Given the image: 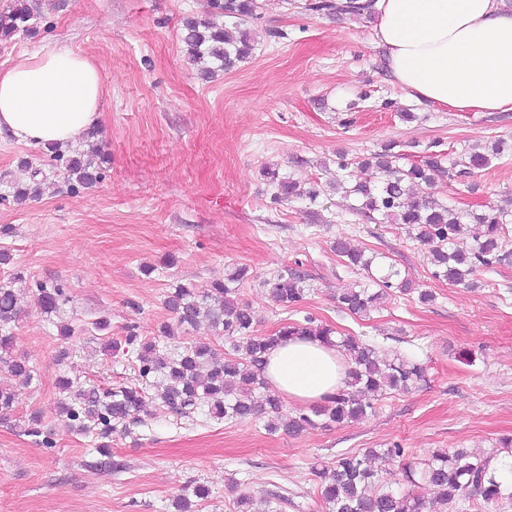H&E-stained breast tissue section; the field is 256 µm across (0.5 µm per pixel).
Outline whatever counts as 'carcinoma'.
I'll return each mask as SVG.
<instances>
[{
  "instance_id": "cac0c4a2",
  "label": "carcinoma",
  "mask_w": 512,
  "mask_h": 512,
  "mask_svg": "<svg viewBox=\"0 0 512 512\" xmlns=\"http://www.w3.org/2000/svg\"><path fill=\"white\" fill-rule=\"evenodd\" d=\"M258 0H207L206 16L190 17L183 23L181 40L189 60L205 62L200 70L203 79L228 71L248 59L254 49L253 31L249 21L260 19ZM308 9L333 16L342 11L334 0H311ZM33 10L28 0H13L8 13L0 18V41H9L19 33L34 31ZM501 145L493 143L482 151H467L450 163L459 174H470L486 168L491 159L501 154ZM371 170L369 177L356 175L338 184L344 198L350 200L349 210L366 216L376 224H402L410 237L428 247L433 275L452 285L471 288L479 272L496 269L507 257L503 238L512 225V208L489 206L482 212L459 210L436 200H419L411 189L418 183L431 185L443 177V154L431 153L419 162L399 164V156L386 150L372 161L359 163ZM67 180L91 188L102 178L95 161L75 155L66 160ZM263 176L273 188V202L306 197L314 202L319 190L312 186L301 189L291 177H284L266 167ZM336 254L348 265L372 272L375 258L364 257L362 250L340 238L334 243ZM380 276L372 290L354 284L336 294L338 305L352 315L368 317L381 309L386 296L397 290H413L412 281L392 266L378 265ZM250 279L249 269L238 267L224 280H218L205 292L177 285L167 294L165 306L174 323L161 326V335L150 340L127 332L124 351L135 355L137 382L113 387H85L62 376L57 388L62 394L58 413L70 429L91 434L99 440L101 464L119 472L121 464L112 459L109 439L121 433L128 435L145 425L141 412L149 399L148 390L155 389V399L164 409L190 417L205 415L217 420H261L266 431L283 430L296 436L316 427L344 426L361 420L374 409V402L388 391L405 392L424 374L422 364L404 355L389 358L379 354L377 346L352 336L333 338L334 330L316 323L311 315L286 323L275 333L254 334V315L248 305L237 298L239 286ZM273 301L285 308L299 306L310 293L307 279L295 268L284 267L262 282ZM37 306L46 313L58 312L68 301L65 288L59 283L36 284ZM18 316L17 292L0 287V363L11 375L28 385L34 379L29 362L13 354V324ZM205 322L229 343L228 352L219 355L206 343L173 345L175 329L196 327ZM310 336L336 347L349 363L345 388L311 413L284 414L277 392L264 380V354L287 336ZM19 389L0 383V414L7 415L18 401ZM25 434L38 445H52L41 429L38 419L24 428ZM405 449L399 445L381 451L342 453L330 465L314 466L318 481V503L321 512H427L426 501L414 488L432 489L443 504L460 505L474 496L500 509L512 506V485L502 477L495 460L497 453L476 455L464 449L453 452L436 450L418 464L402 469V482L393 490L380 485L372 460L379 457L399 458ZM290 498L273 492L256 500L242 494L236 500V512H281Z\"/></svg>"
}]
</instances>
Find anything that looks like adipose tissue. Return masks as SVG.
Here are the masks:
<instances>
[{"mask_svg":"<svg viewBox=\"0 0 512 512\" xmlns=\"http://www.w3.org/2000/svg\"><path fill=\"white\" fill-rule=\"evenodd\" d=\"M375 19L373 43L391 81L418 101L459 112L512 110V11L506 0H352ZM103 77L67 46L21 56L0 72V132L28 145L64 144L101 118ZM264 375L289 402L314 405L344 388L336 347L303 336L264 356Z\"/></svg>","mask_w":512,"mask_h":512,"instance_id":"ef3b65f1","label":"adipose tissue"}]
</instances>
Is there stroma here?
<instances>
[{
  "label": "stroma",
  "instance_id": "stroma-1",
  "mask_svg": "<svg viewBox=\"0 0 512 512\" xmlns=\"http://www.w3.org/2000/svg\"><path fill=\"white\" fill-rule=\"evenodd\" d=\"M309 0H261L252 55L210 80L189 63L181 41L184 18L203 15L205 0H33L34 31L0 41V69L46 46L65 45L89 56L103 75L104 117L76 149L97 151L102 178L71 188L48 148L0 135V285L22 272L15 351L35 378L0 421V512H172L173 501L196 484L211 494L198 512H235L234 501L259 499L275 488L292 500L283 512H317L313 465L345 452L400 445L407 459L437 449L498 452L512 437V238L495 272L462 288L434 279L426 246L404 226L375 224L349 214L332 185L338 157L357 161L393 145L407 161L431 151H462L500 143L485 169L436 184L417 197L465 209L512 198V111L455 112L410 99L393 84L373 44L369 18L325 16ZM279 38H271V31ZM416 113L413 121L401 120ZM316 184V204L271 200L264 167ZM38 178H31L32 169ZM37 180V196L12 198L14 184ZM344 238L366 255L394 265L416 292L394 293L371 317L343 311L339 289L370 283L351 270L333 243ZM244 265L251 280L239 290L257 334L309 314L338 335L417 358L423 380L380 398L366 418L297 436L268 433L255 421H217L159 413L111 441L115 474L101 465L92 437L68 430L57 416L58 376L82 384L133 383L135 358L99 353L98 318L109 336L128 330L149 339L171 315L170 289L200 290ZM311 286L295 310L272 302L262 288L282 267ZM59 282L70 300L46 315L35 305L36 283ZM432 292V302L418 290ZM75 330L58 335L60 322ZM71 348L58 360L62 348ZM38 418L54 448L34 444L20 421Z\"/></svg>",
  "mask_w": 512,
  "mask_h": 512
}]
</instances>
